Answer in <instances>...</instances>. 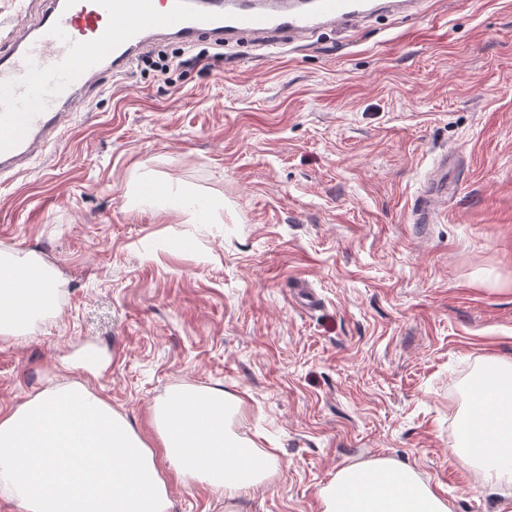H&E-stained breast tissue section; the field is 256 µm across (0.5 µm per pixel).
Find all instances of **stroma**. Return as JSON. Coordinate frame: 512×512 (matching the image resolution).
I'll use <instances>...</instances> for the list:
<instances>
[{"instance_id":"1","label":"stroma","mask_w":512,"mask_h":512,"mask_svg":"<svg viewBox=\"0 0 512 512\" xmlns=\"http://www.w3.org/2000/svg\"><path fill=\"white\" fill-rule=\"evenodd\" d=\"M46 0H0L11 21ZM159 42L163 74H103L0 186V251L63 284L0 335V410L79 383L146 439L157 404L219 389L275 462L237 512H323L344 467L393 459L450 512H512L453 451L474 378L512 364V0H422L267 49ZM224 200L220 224L130 207L129 186ZM92 351L101 363L80 362ZM168 512H225L164 456Z\"/></svg>"}]
</instances>
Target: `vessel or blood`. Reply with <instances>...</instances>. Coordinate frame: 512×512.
Returning a JSON list of instances; mask_svg holds the SVG:
<instances>
[{
    "mask_svg": "<svg viewBox=\"0 0 512 512\" xmlns=\"http://www.w3.org/2000/svg\"><path fill=\"white\" fill-rule=\"evenodd\" d=\"M415 0H48L33 24L14 23L0 56V184L42 156L71 124L85 88L125 73L152 40L255 39L274 46L381 11L404 14Z\"/></svg>",
    "mask_w": 512,
    "mask_h": 512,
    "instance_id": "b4317fda",
    "label": "vessel or blood"
}]
</instances>
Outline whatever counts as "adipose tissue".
<instances>
[{
  "mask_svg": "<svg viewBox=\"0 0 512 512\" xmlns=\"http://www.w3.org/2000/svg\"><path fill=\"white\" fill-rule=\"evenodd\" d=\"M182 189L142 191L138 207L222 223L219 206L196 210ZM0 335L25 333L48 303L57 272L41 259L0 252ZM230 401L219 390H189L156 407L153 422L181 480L206 483L233 500L260 485L268 459L226 428ZM452 447L484 481L512 484V366L489 364ZM0 491L22 512H166L167 485L150 446L103 400L60 384L23 407L0 412ZM324 512H449L408 465L378 460L340 470L323 494Z\"/></svg>",
  "mask_w": 512,
  "mask_h": 512,
  "instance_id": "1",
  "label": "adipose tissue"
}]
</instances>
